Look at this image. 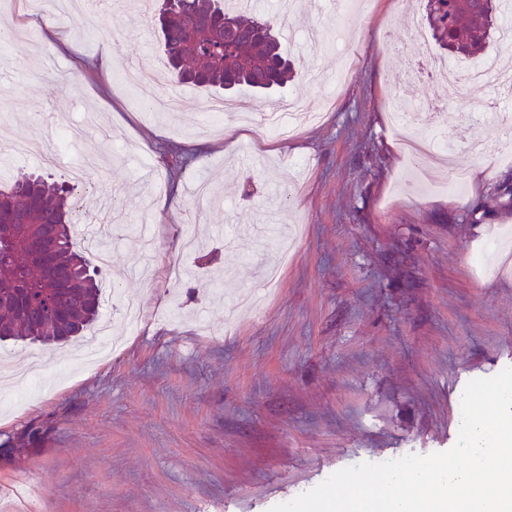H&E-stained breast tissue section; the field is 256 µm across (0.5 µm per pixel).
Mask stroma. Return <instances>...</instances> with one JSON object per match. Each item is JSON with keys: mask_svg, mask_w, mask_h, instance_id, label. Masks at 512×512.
Returning <instances> with one entry per match:
<instances>
[{"mask_svg": "<svg viewBox=\"0 0 512 512\" xmlns=\"http://www.w3.org/2000/svg\"><path fill=\"white\" fill-rule=\"evenodd\" d=\"M89 3L92 17L34 27L35 46H0V118L15 139L58 152L55 175L99 156L79 224L125 272L99 279L114 344L68 370L59 354L76 344L0 347V372L41 361L37 390L0 389V502L29 483L33 512H270L343 468L452 448L466 384L512 366V272L489 277L477 262L512 245L500 193L512 159L464 152L471 137L497 139L483 120L504 101L497 90L445 103L409 74L426 0H371L351 16L353 41L303 66L336 0H299L283 44L296 92L336 97L321 120L255 151L244 128L227 147L231 117L209 130L216 91L180 85L163 116L120 94L121 67H164L157 33L129 5ZM50 27L71 49L38 50ZM109 42L116 59L103 69ZM395 101L441 103L433 121L480 183L429 189L391 122ZM67 124L85 128L81 143L58 140ZM180 254L179 282L144 287L138 268ZM260 265L281 267L275 291L231 308L237 292L263 293ZM130 296L142 305L132 328Z\"/></svg>", "mask_w": 512, "mask_h": 512, "instance_id": "obj_1", "label": "stroma"}]
</instances>
